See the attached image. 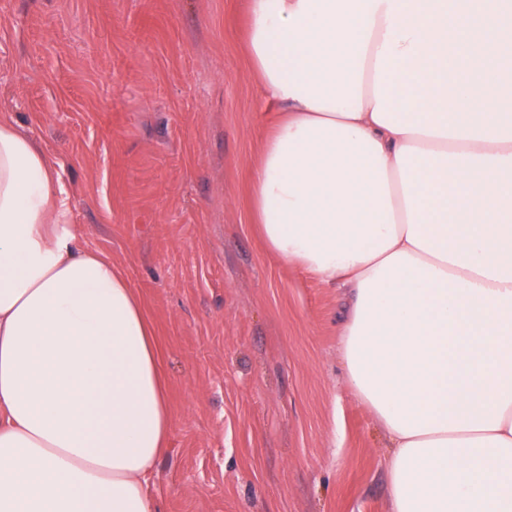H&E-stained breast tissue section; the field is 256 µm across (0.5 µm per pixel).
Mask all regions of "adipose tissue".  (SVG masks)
<instances>
[{
	"instance_id": "ef3b65f1",
	"label": "adipose tissue",
	"mask_w": 512,
	"mask_h": 512,
	"mask_svg": "<svg viewBox=\"0 0 512 512\" xmlns=\"http://www.w3.org/2000/svg\"><path fill=\"white\" fill-rule=\"evenodd\" d=\"M279 104L250 174L275 257L349 291L344 379L390 512H512V0H250ZM0 117V512H159L165 356Z\"/></svg>"
}]
</instances>
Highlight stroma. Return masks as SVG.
I'll return each mask as SVG.
<instances>
[{"instance_id":"1","label":"stroma","mask_w":512,"mask_h":512,"mask_svg":"<svg viewBox=\"0 0 512 512\" xmlns=\"http://www.w3.org/2000/svg\"><path fill=\"white\" fill-rule=\"evenodd\" d=\"M248 23L249 0H0V115L57 165L80 248L124 272L164 349L160 512H390L385 438L337 353L347 295L252 223L269 106Z\"/></svg>"}]
</instances>
